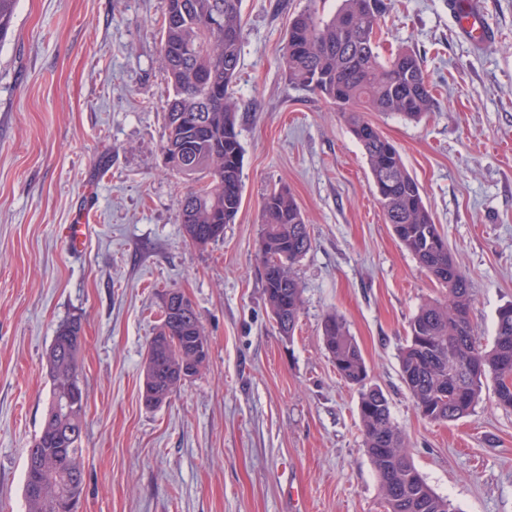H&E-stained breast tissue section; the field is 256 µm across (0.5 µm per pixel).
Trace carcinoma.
<instances>
[{
	"label": "carcinoma",
	"instance_id": "1",
	"mask_svg": "<svg viewBox=\"0 0 512 512\" xmlns=\"http://www.w3.org/2000/svg\"><path fill=\"white\" fill-rule=\"evenodd\" d=\"M15 2L0 0V40L11 27ZM384 13V0H340L328 18L315 8L297 14L288 31L283 74L288 83L323 97L341 112L362 147L385 223L419 267L448 290L446 302L419 307L399 357L402 380L419 413L438 423L469 415L489 376L497 405L511 410L512 304L499 309L494 344L484 348L471 320L468 276L448 251L398 148L364 116L382 112L416 120L435 108L423 58L411 50L381 58L377 32ZM242 29V0H167L160 60L172 92L165 101L164 153L172 171L193 182L181 199L180 221L186 241L200 247L219 240L242 205L243 148L233 90L241 66ZM261 224L258 252L265 300L272 318L279 320L278 330L291 336L302 307V285L293 265L312 242L290 189L282 186L265 197ZM81 328V318H72L54 337L57 346L66 342L69 348L50 363V408L63 401L67 384L79 376L82 344L72 337ZM201 335L199 315L188 297L181 296L177 308L164 304L161 323L147 343L151 360L143 364L151 388L169 398L181 387L178 363L194 353ZM322 339L339 376L360 389L363 442L387 512H452L412 461L386 395L367 386L365 359L344 320L327 316ZM48 417L27 449L40 459L41 468L25 470L24 492L48 473L53 482L46 486V496L69 487L79 501L85 405L71 407L60 427Z\"/></svg>",
	"mask_w": 512,
	"mask_h": 512
}]
</instances>
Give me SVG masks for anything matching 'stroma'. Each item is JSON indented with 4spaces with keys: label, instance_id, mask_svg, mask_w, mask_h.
<instances>
[{
    "label": "stroma",
    "instance_id": "obj_1",
    "mask_svg": "<svg viewBox=\"0 0 512 512\" xmlns=\"http://www.w3.org/2000/svg\"><path fill=\"white\" fill-rule=\"evenodd\" d=\"M383 56L425 61L437 108L368 118L399 149L472 283L483 345L512 303V0H487L479 46L448 0H385ZM310 0H243L235 92L243 202L224 236L185 241L188 182L162 146L166 0H16L0 42V512H26V450L50 397L46 354L82 319L87 395L79 512H385L363 446L358 387L322 342L340 314L426 482L455 512H512V410L493 381L465 418L433 423L400 373L408 323L446 293L385 224L341 114L280 68ZM288 186L311 250L294 266L302 310L281 336L257 241L270 190ZM85 220L82 251L64 227ZM197 310L209 362L159 408L140 395L166 293Z\"/></svg>",
    "mask_w": 512,
    "mask_h": 512
}]
</instances>
